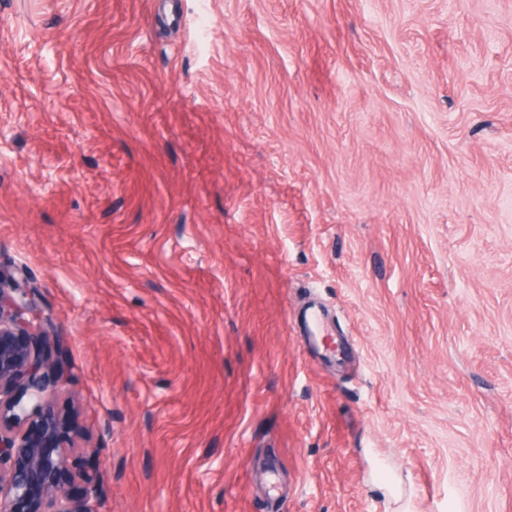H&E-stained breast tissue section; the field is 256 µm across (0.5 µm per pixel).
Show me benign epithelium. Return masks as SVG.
<instances>
[{"label": "benign epithelium", "mask_w": 512, "mask_h": 512, "mask_svg": "<svg viewBox=\"0 0 512 512\" xmlns=\"http://www.w3.org/2000/svg\"><path fill=\"white\" fill-rule=\"evenodd\" d=\"M35 293L0 268V512H98L93 478L78 473L83 493L70 494L64 437L49 401L72 377L63 358L43 352Z\"/></svg>", "instance_id": "obj_1"}]
</instances>
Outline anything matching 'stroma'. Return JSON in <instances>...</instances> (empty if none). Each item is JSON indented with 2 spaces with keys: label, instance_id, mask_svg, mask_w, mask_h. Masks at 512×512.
Returning <instances> with one entry per match:
<instances>
[{
  "label": "stroma",
  "instance_id": "35a3bbf8",
  "mask_svg": "<svg viewBox=\"0 0 512 512\" xmlns=\"http://www.w3.org/2000/svg\"><path fill=\"white\" fill-rule=\"evenodd\" d=\"M0 266L99 512H512V0H0Z\"/></svg>",
  "mask_w": 512,
  "mask_h": 512
}]
</instances>
